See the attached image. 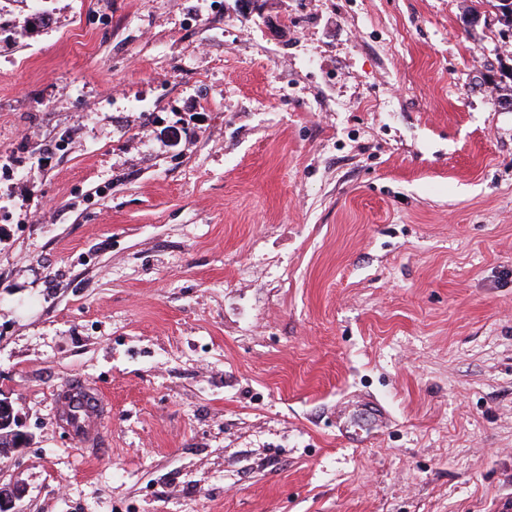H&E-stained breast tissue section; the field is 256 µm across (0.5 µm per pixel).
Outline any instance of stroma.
Wrapping results in <instances>:
<instances>
[{"instance_id":"stroma-1","label":"stroma","mask_w":512,"mask_h":512,"mask_svg":"<svg viewBox=\"0 0 512 512\" xmlns=\"http://www.w3.org/2000/svg\"><path fill=\"white\" fill-rule=\"evenodd\" d=\"M468 4L0 0L17 512H512V32ZM67 393L79 396L74 405H77L81 400L83 408H72V402L67 403V406L62 408L63 421L69 430L89 446L104 427L105 420L108 417L109 410L106 400L89 385L81 381L73 382ZM68 413L73 414L74 417L70 419Z\"/></svg>"}]
</instances>
